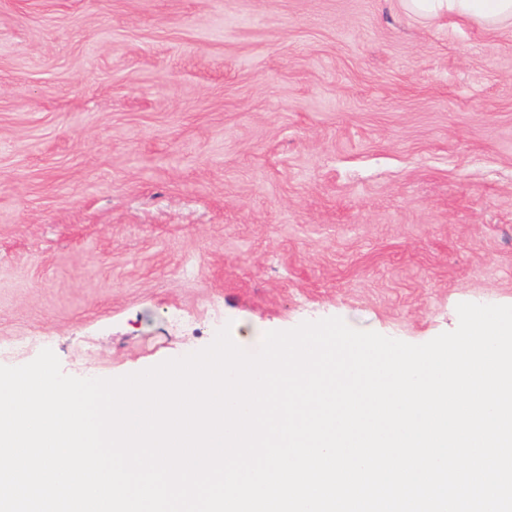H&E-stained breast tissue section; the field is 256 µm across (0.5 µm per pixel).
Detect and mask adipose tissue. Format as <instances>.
I'll return each instance as SVG.
<instances>
[{
    "label": "adipose tissue",
    "instance_id": "ef3b65f1",
    "mask_svg": "<svg viewBox=\"0 0 512 512\" xmlns=\"http://www.w3.org/2000/svg\"><path fill=\"white\" fill-rule=\"evenodd\" d=\"M411 14L430 19L454 16L492 29L512 21V0H401Z\"/></svg>",
    "mask_w": 512,
    "mask_h": 512
}]
</instances>
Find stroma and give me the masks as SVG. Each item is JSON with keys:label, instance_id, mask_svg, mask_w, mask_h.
Segmentation results:
<instances>
[{"label": "stroma", "instance_id": "35a3bbf8", "mask_svg": "<svg viewBox=\"0 0 512 512\" xmlns=\"http://www.w3.org/2000/svg\"><path fill=\"white\" fill-rule=\"evenodd\" d=\"M512 305V23L400 0H0V342L114 378Z\"/></svg>", "mask_w": 512, "mask_h": 512}]
</instances>
